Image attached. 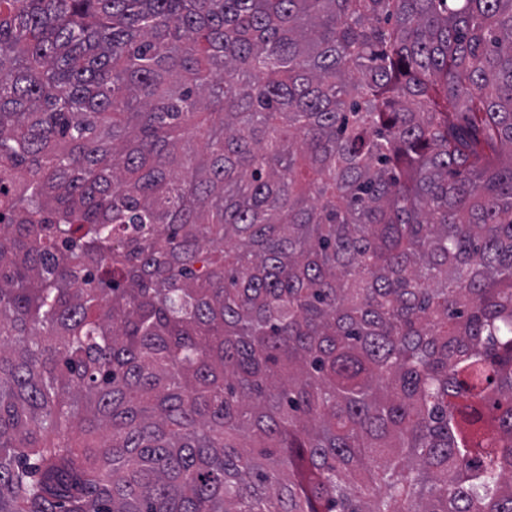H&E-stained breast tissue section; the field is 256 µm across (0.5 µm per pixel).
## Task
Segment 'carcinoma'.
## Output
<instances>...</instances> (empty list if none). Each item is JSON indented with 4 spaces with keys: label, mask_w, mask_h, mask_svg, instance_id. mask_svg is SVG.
<instances>
[{
    "label": "carcinoma",
    "mask_w": 512,
    "mask_h": 512,
    "mask_svg": "<svg viewBox=\"0 0 512 512\" xmlns=\"http://www.w3.org/2000/svg\"><path fill=\"white\" fill-rule=\"evenodd\" d=\"M0 512H512V0H0Z\"/></svg>",
    "instance_id": "carcinoma-1"
}]
</instances>
